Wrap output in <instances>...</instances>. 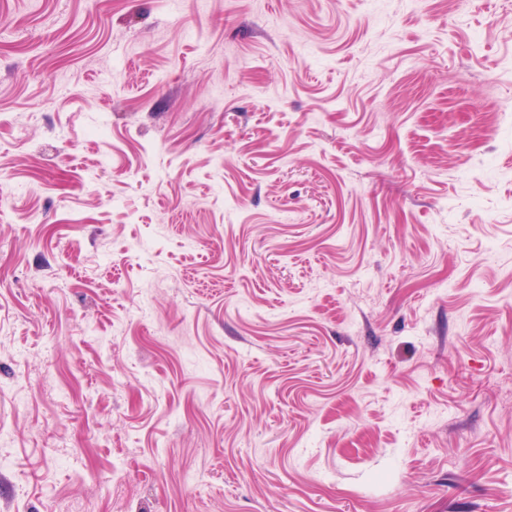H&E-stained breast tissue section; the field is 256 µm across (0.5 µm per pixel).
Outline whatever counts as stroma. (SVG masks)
I'll list each match as a JSON object with an SVG mask.
<instances>
[{
    "label": "stroma",
    "instance_id": "1",
    "mask_svg": "<svg viewBox=\"0 0 512 512\" xmlns=\"http://www.w3.org/2000/svg\"><path fill=\"white\" fill-rule=\"evenodd\" d=\"M512 0H0V512H512Z\"/></svg>",
    "mask_w": 512,
    "mask_h": 512
}]
</instances>
